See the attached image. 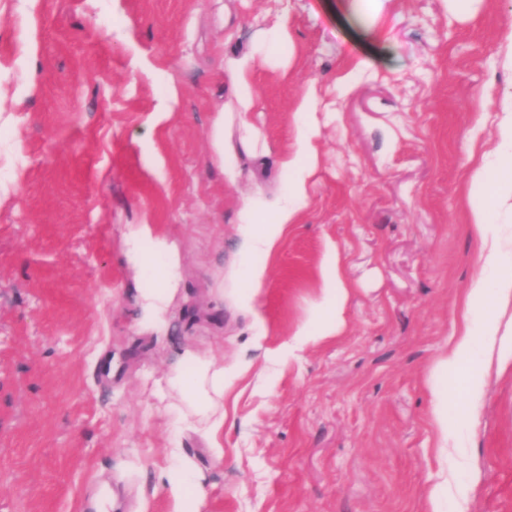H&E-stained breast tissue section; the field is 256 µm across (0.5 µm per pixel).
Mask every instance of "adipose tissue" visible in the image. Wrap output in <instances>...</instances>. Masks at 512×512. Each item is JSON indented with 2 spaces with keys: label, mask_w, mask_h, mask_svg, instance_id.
Instances as JSON below:
<instances>
[{
  "label": "adipose tissue",
  "mask_w": 512,
  "mask_h": 512,
  "mask_svg": "<svg viewBox=\"0 0 512 512\" xmlns=\"http://www.w3.org/2000/svg\"><path fill=\"white\" fill-rule=\"evenodd\" d=\"M254 60L251 52L225 59L224 84L229 95L208 133L212 155L230 182L236 180L238 166L227 146V124L233 114L248 112L257 96ZM292 110L295 146L280 163L287 187L260 190L242 202L237 217L242 252H258L267 257L275 254L288 229L300 223L309 206L319 134L312 90H305L294 101ZM495 112L496 143L476 158L463 194L482 273L465 291L458 335L437 355L431 369L432 420L439 437L438 453L442 456L449 451L448 404L454 399L449 377L457 373L474 349H482L483 358L489 363L504 346H512V272L504 270L506 259L512 256V240L500 231L501 225L512 223V90L496 99ZM149 239L154 242L150 254L141 247ZM126 258L135 265L154 268L155 286L142 292L141 306L146 321L155 329H162V312L176 286L174 244L154 240L150 225L140 224L127 236ZM348 294L349 287L341 275L324 278L314 314L292 332L289 348L301 350L335 335L343 321ZM182 365V370L169 378V387L185 402L184 419L209 440H216L224 425V391L239 371L225 369L223 364L193 351L185 352Z\"/></svg>",
  "instance_id": "ef3b65f1"
}]
</instances>
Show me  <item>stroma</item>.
<instances>
[{
    "label": "stroma",
    "instance_id": "35a3bbf8",
    "mask_svg": "<svg viewBox=\"0 0 512 512\" xmlns=\"http://www.w3.org/2000/svg\"><path fill=\"white\" fill-rule=\"evenodd\" d=\"M288 20L293 56L257 55V137L232 138L236 182L208 130L226 48ZM512 0H0V512H176L170 449L205 512H512V352L475 402L449 404L466 451L439 462L430 369L481 268L461 191ZM360 64L339 96L336 79ZM313 89L315 187L264 259L239 250L247 196L280 186L292 103ZM172 98V112L155 110ZM173 242L164 332L144 322L148 270L125 238ZM351 286L336 335L284 347L311 315L326 256ZM265 263L261 321L236 299ZM244 367L224 395L216 459L165 385L185 351Z\"/></svg>",
    "mask_w": 512,
    "mask_h": 512
}]
</instances>
